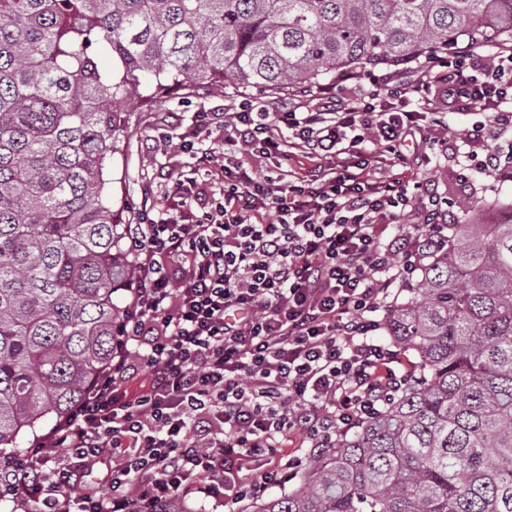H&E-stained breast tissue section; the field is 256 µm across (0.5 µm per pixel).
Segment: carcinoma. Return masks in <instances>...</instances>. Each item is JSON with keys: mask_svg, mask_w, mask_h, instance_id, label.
Wrapping results in <instances>:
<instances>
[{"mask_svg": "<svg viewBox=\"0 0 512 512\" xmlns=\"http://www.w3.org/2000/svg\"><path fill=\"white\" fill-rule=\"evenodd\" d=\"M461 38L512 40V0H0V453L112 357L137 278L108 174L127 106L313 90ZM458 210L383 319L411 382L243 512H512V203Z\"/></svg>", "mask_w": 512, "mask_h": 512, "instance_id": "carcinoma-1", "label": "carcinoma"}]
</instances>
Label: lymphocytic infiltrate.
<instances>
[{
  "label": "lymphocytic infiltrate",
  "mask_w": 512,
  "mask_h": 512,
  "mask_svg": "<svg viewBox=\"0 0 512 512\" xmlns=\"http://www.w3.org/2000/svg\"><path fill=\"white\" fill-rule=\"evenodd\" d=\"M297 111L242 100L198 113L178 148L179 210L144 206L129 225L138 276L114 354L47 436L0 467V498L28 512H155L198 490L239 512L297 478L311 450L374 417L411 371L377 344L382 287L411 283L448 245L456 214L427 174L451 163L448 128L412 109L439 93L481 112L465 132L489 177L512 134V46L458 48L390 89L353 73ZM224 133L218 155L204 136ZM63 458H56V450ZM105 468L108 496L89 488Z\"/></svg>",
  "instance_id": "f902f5d3"
}]
</instances>
